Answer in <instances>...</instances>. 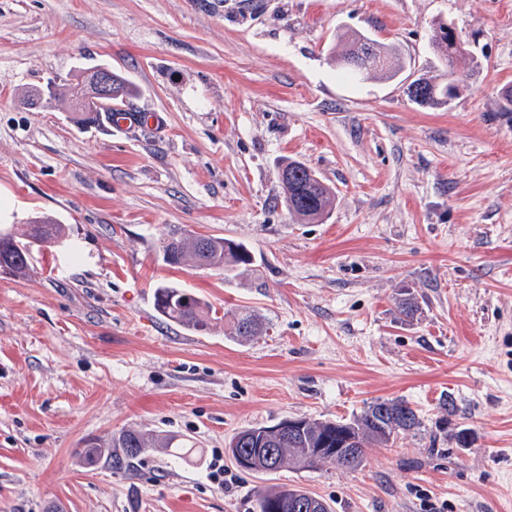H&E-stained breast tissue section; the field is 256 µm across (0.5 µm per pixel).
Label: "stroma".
<instances>
[{"mask_svg": "<svg viewBox=\"0 0 512 512\" xmlns=\"http://www.w3.org/2000/svg\"><path fill=\"white\" fill-rule=\"evenodd\" d=\"M440 23L472 59L451 104L423 108L408 86L441 73ZM343 32L403 70L338 79ZM98 65L164 126L117 133L16 101ZM510 88L512 0H0V230L68 228L31 246L25 278L0 275V512H251L281 484L333 512H512ZM288 158L335 189L324 221L289 214ZM179 230L252 263L229 280L167 265L159 241ZM162 284L218 321H165ZM244 311L265 329L240 342L227 330ZM393 398L420 430L354 470L250 473L225 451L245 428L348 422ZM125 429L193 450L128 460L110 445ZM93 439L107 449L90 465Z\"/></svg>", "mask_w": 512, "mask_h": 512, "instance_id": "35a3bbf8", "label": "stroma"}]
</instances>
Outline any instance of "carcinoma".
Instances as JSON below:
<instances>
[{
	"label": "carcinoma",
	"mask_w": 512,
	"mask_h": 512,
	"mask_svg": "<svg viewBox=\"0 0 512 512\" xmlns=\"http://www.w3.org/2000/svg\"><path fill=\"white\" fill-rule=\"evenodd\" d=\"M338 41L345 45L342 53L333 58L338 72L344 76L353 73H379L395 76L402 69L399 55L391 48L380 46L373 39L362 34L341 35ZM432 44L445 66L441 81L419 80L408 87L409 96L425 107L449 105L453 98L450 81L456 77V64L465 55V47L455 30L448 25L436 27ZM280 181L284 203L288 212L306 221H321L332 210L335 191L317 173L303 163L290 160L280 168ZM64 227L48 219L34 220L25 225L20 233H0V268L7 269V275L23 278L29 271V252L26 241L52 243L62 236ZM224 237H206L190 240L185 234H172L160 241L159 252L168 265H181L189 260L197 266L224 271V278L235 275L241 266L251 264V257L240 244L231 248ZM155 306L158 313L179 326L205 331L215 320L216 311L201 297L177 285H160L155 291ZM263 331L262 322L252 314L240 316L229 331V336L247 341ZM301 426L293 435L276 438L266 434L268 427H250L237 432L227 448L231 459L237 456L251 457L259 465L250 469L252 473L272 474L284 465L292 463L299 469L312 468L315 463L308 461L311 449L321 447L324 439H337L341 435L353 438L349 448L355 455L324 456L322 460L354 469L362 461L363 449L371 445L388 443L400 432L416 431L421 421L410 404L403 399H384L370 403L350 422L317 421L298 419ZM110 448H121L128 459H134L149 448H170L172 455L181 457L186 444L174 437L164 441L137 430H125L112 436ZM274 451L275 458L267 466V454ZM295 495L308 496V492L296 486H277L259 492L255 498L254 512H275L276 507Z\"/></svg>",
	"instance_id": "carcinoma-1"
}]
</instances>
